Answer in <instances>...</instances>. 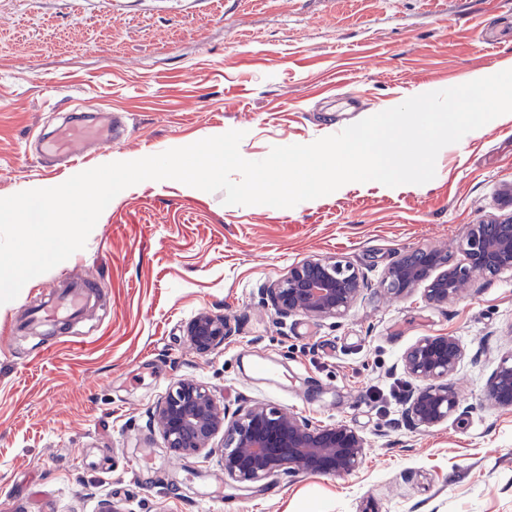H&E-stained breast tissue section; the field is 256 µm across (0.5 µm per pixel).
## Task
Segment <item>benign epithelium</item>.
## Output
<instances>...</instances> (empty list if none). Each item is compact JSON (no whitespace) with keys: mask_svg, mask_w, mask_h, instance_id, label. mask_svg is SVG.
Here are the masks:
<instances>
[{"mask_svg":"<svg viewBox=\"0 0 512 512\" xmlns=\"http://www.w3.org/2000/svg\"><path fill=\"white\" fill-rule=\"evenodd\" d=\"M460 249L464 263L456 265L449 264L448 254L435 249L408 251L387 268L381 287L401 296L422 285L426 299L441 306L475 275L512 273V215L491 214L469 225ZM364 289V279L355 268L327 258L309 259L263 286L280 317L302 314L318 320L345 315ZM228 336L224 317L210 313L197 315L187 327L188 342L199 353L224 346ZM461 358L459 343L448 335L423 336L406 351L405 369L419 382L406 399V412L416 425L434 427L457 410L458 398L448 377ZM487 397L499 406L512 407V355L493 374ZM151 420L167 447L187 455H219L224 478L239 485L285 470L349 474L365 456L364 438L347 424L315 426L302 415L260 402L232 409L195 381L173 386L151 411ZM221 431L223 443L215 448L212 441Z\"/></svg>","mask_w":512,"mask_h":512,"instance_id":"benign-epithelium-1","label":"benign epithelium"}]
</instances>
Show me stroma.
Returning <instances> with one entry per match:
<instances>
[{"instance_id": "1", "label": "stroma", "mask_w": 512, "mask_h": 512, "mask_svg": "<svg viewBox=\"0 0 512 512\" xmlns=\"http://www.w3.org/2000/svg\"><path fill=\"white\" fill-rule=\"evenodd\" d=\"M512 61V0H0V198L60 185L51 131L81 104L120 134L88 167L243 131V158L309 144L406 99ZM512 113L445 146L436 175L395 188L348 183L291 208L227 205L223 192L146 180L107 205L83 249L0 305V512H512V408L486 398L512 354V275L476 277L438 307L378 282L402 253L451 263L468 225L512 214ZM313 257L368 283L338 319L280 318L262 286ZM75 276L97 292L66 327L20 334L23 313ZM224 315L232 334L192 350L188 323ZM464 356L460 405L417 428L403 363L424 336ZM279 365L282 389L241 354ZM193 379L235 407L253 401L366 442L341 476L279 473L241 488L217 458L179 456L150 427L171 384Z\"/></svg>"}]
</instances>
